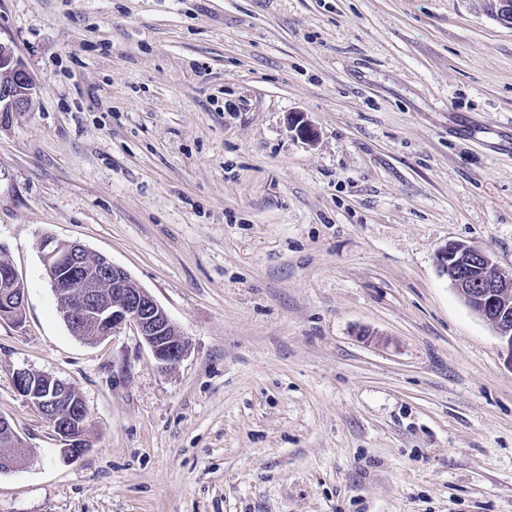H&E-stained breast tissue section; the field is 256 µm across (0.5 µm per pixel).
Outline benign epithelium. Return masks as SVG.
<instances>
[{
	"label": "benign epithelium",
	"instance_id": "1",
	"mask_svg": "<svg viewBox=\"0 0 512 512\" xmlns=\"http://www.w3.org/2000/svg\"><path fill=\"white\" fill-rule=\"evenodd\" d=\"M492 5L495 18L512 28V0H492ZM35 85V78L13 48L0 42V116L29 111ZM39 248L59 312L73 335L83 336L90 327L113 335L130 326L148 345L160 368L172 369L186 355L188 342L175 323L124 268L103 255L90 254L76 241L46 236ZM437 266L465 304L492 326L512 353V277L494 274L492 257L480 247L462 242L439 249ZM24 304V283L14 267H7L0 274V320L18 321ZM14 386L52 425L62 442V459L72 461L88 452L90 445L81 432L85 425L78 422L82 407L68 383L20 369ZM19 444L20 437L0 416V445Z\"/></svg>",
	"mask_w": 512,
	"mask_h": 512
}]
</instances>
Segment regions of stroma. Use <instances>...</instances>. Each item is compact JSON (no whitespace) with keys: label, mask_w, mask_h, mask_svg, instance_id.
<instances>
[{"label":"stroma","mask_w":512,"mask_h":512,"mask_svg":"<svg viewBox=\"0 0 512 512\" xmlns=\"http://www.w3.org/2000/svg\"><path fill=\"white\" fill-rule=\"evenodd\" d=\"M489 0H0L36 80L0 117V512H512V367L436 262L512 276V28ZM302 115L313 137L289 126ZM188 342L64 324L43 237ZM383 334L379 345L362 330ZM71 384L62 460L17 370ZM0 288V320L17 323L23 317L20 311L24 308L26 294L24 283L12 265L3 270Z\"/></svg>","instance_id":"stroma-1"}]
</instances>
